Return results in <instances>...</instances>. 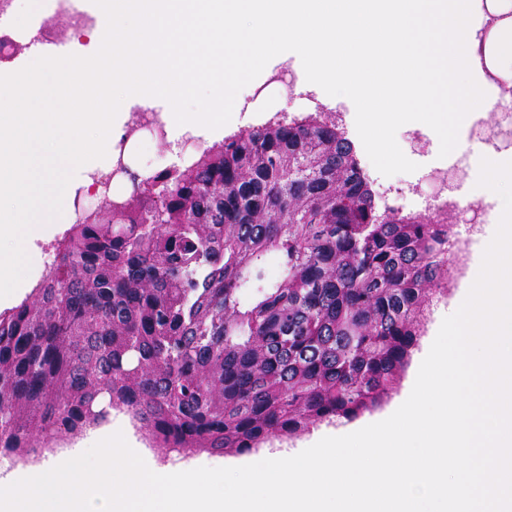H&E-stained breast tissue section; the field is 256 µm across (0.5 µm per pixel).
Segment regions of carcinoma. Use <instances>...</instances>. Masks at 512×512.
Listing matches in <instances>:
<instances>
[{"label":"carcinoma","mask_w":512,"mask_h":512,"mask_svg":"<svg viewBox=\"0 0 512 512\" xmlns=\"http://www.w3.org/2000/svg\"><path fill=\"white\" fill-rule=\"evenodd\" d=\"M306 156L310 178L291 179ZM131 180L126 203L105 195L69 224L0 311V456L112 409L158 448L250 452L396 390L455 242L448 224L378 209L328 113L278 112Z\"/></svg>","instance_id":"cac0c4a2"}]
</instances>
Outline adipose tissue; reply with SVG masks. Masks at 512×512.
Listing matches in <instances>:
<instances>
[{"instance_id": "ef3b65f1", "label": "adipose tissue", "mask_w": 512, "mask_h": 512, "mask_svg": "<svg viewBox=\"0 0 512 512\" xmlns=\"http://www.w3.org/2000/svg\"><path fill=\"white\" fill-rule=\"evenodd\" d=\"M90 49H30L0 76V304L30 287L38 241L68 224L75 191L129 136L132 106L160 107L168 161L187 137L212 141L236 124L242 60L256 72L301 59L332 91L359 76L399 74L391 113L364 110V141L401 157L387 115L415 112L447 129L448 116L487 102L495 74L512 87V0H92ZM213 96L183 107L195 87ZM61 104L42 111L46 99Z\"/></svg>"}]
</instances>
